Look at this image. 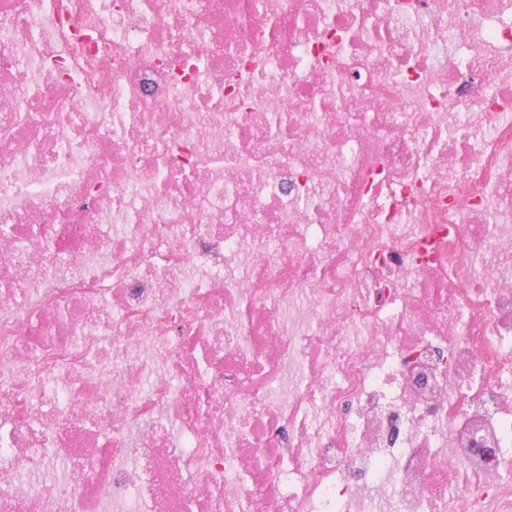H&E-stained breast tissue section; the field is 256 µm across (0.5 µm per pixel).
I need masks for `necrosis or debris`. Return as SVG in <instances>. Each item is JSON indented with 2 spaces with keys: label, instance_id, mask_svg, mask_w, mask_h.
Segmentation results:
<instances>
[{
  "label": "necrosis or debris",
  "instance_id": "1",
  "mask_svg": "<svg viewBox=\"0 0 512 512\" xmlns=\"http://www.w3.org/2000/svg\"><path fill=\"white\" fill-rule=\"evenodd\" d=\"M0 512H512V0H0Z\"/></svg>",
  "mask_w": 512,
  "mask_h": 512
}]
</instances>
